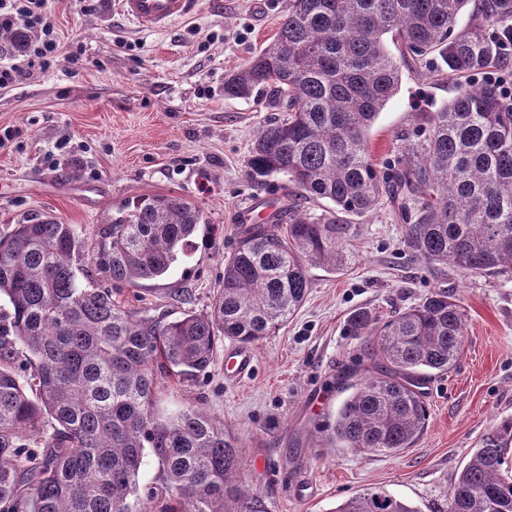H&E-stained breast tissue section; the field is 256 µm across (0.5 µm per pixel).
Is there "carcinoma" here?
<instances>
[{"label":"carcinoma","mask_w":512,"mask_h":512,"mask_svg":"<svg viewBox=\"0 0 512 512\" xmlns=\"http://www.w3.org/2000/svg\"><path fill=\"white\" fill-rule=\"evenodd\" d=\"M289 0L277 37L224 78V97L267 92L286 119L260 130L247 159L270 177L333 204L313 218L288 207L245 226L211 309L167 322L138 317L112 291L164 277L206 223L182 195H139L105 217L85 244L51 216L0 232V512H136L145 452L156 465L147 512H258L241 449L224 419L191 407L153 416L160 380L206 371L217 344H253L294 315L315 267L352 262L361 216L388 204L404 242L429 263L466 275L512 269V96L486 82L461 86L380 171L367 132L396 94L408 59L438 53L448 74L505 69L512 0ZM400 46L389 53L385 36ZM108 285L103 286L101 282ZM465 309L445 291L351 331L377 374L350 391L333 422V448L397 454L427 427L422 386L460 354ZM512 420L491 426L448 497V512H512ZM335 512H419L366 490Z\"/></svg>","instance_id":"obj_1"}]
</instances>
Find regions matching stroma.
<instances>
[{"label": "stroma", "instance_id": "35a3bbf8", "mask_svg": "<svg viewBox=\"0 0 512 512\" xmlns=\"http://www.w3.org/2000/svg\"><path fill=\"white\" fill-rule=\"evenodd\" d=\"M82 0H49L58 51L50 68L0 89V229L49 214L91 241L104 215L142 194H177L204 213L194 248L169 275L122 288L117 299L139 316L172 320L209 310L224 259L252 210L294 204L311 215L323 200L296 194L280 178L258 186L246 159L257 133L282 119L263 96L228 99L224 77L276 36L288 0H199L160 31L119 15L114 0L91 11ZM441 59L402 70L397 93L378 115L368 147L378 167L392 162L422 115L448 103L458 80ZM356 261L334 274L313 268L292 319L253 344L244 379L224 375V355L194 380L162 383L157 419L189 405L220 414L246 457V479L262 512H332L368 487H381L419 512H445L448 492L492 422L512 418V271L466 275L417 258L404 226L386 207L357 219ZM445 290L466 311L462 351L423 388L428 425L396 456L361 457L330 447L323 424L346 397L348 374L373 370L351 317L384 321Z\"/></svg>", "mask_w": 512, "mask_h": 512}]
</instances>
